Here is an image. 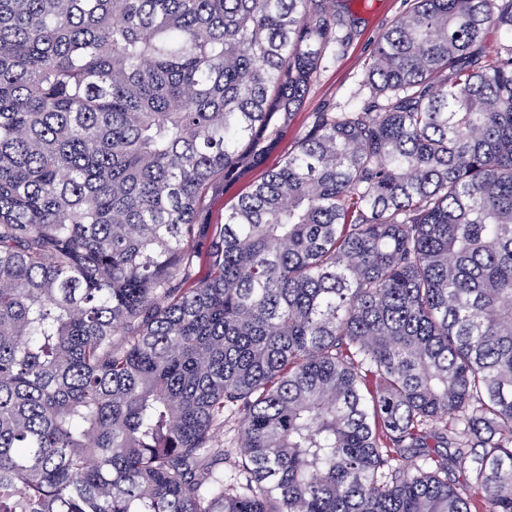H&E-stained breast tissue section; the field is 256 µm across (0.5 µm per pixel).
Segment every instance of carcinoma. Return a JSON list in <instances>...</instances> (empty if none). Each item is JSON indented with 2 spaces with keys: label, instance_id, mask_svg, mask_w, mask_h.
I'll use <instances>...</instances> for the list:
<instances>
[{
  "label": "carcinoma",
  "instance_id": "carcinoma-1",
  "mask_svg": "<svg viewBox=\"0 0 512 512\" xmlns=\"http://www.w3.org/2000/svg\"><path fill=\"white\" fill-rule=\"evenodd\" d=\"M351 40L0 0V512H512V0H411L206 220ZM249 191L248 181L233 182L226 185L224 194L213 198L209 205L210 224L224 223V213L237 201L238 197Z\"/></svg>",
  "mask_w": 512,
  "mask_h": 512
}]
</instances>
